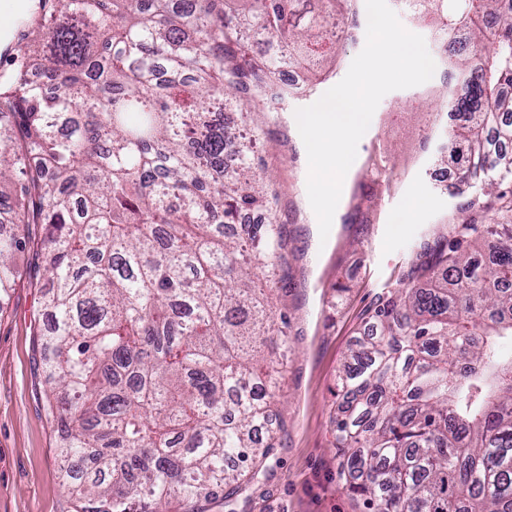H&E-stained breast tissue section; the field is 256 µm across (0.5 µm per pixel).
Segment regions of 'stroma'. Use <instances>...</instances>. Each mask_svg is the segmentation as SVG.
Wrapping results in <instances>:
<instances>
[{
  "mask_svg": "<svg viewBox=\"0 0 512 512\" xmlns=\"http://www.w3.org/2000/svg\"><path fill=\"white\" fill-rule=\"evenodd\" d=\"M401 23L424 37L435 64L428 82L385 95L357 147L358 168L345 178L328 238H320L307 195L308 168L295 112L323 88L288 96L275 112L261 102L250 110L266 118L256 165L271 174L282 220L293 240L286 314L290 329L288 374L279 407L287 430L270 459L273 477L208 504V512H361L344 489L333 448L336 382L366 313L405 272L420 240L477 214L501 221L500 199L454 194L457 172L440 180L438 157L448 119L438 103L462 75L444 64L434 17L414 16L401 0H388ZM358 26L336 43V76L344 78L365 45V0H351ZM407 224L395 225L398 213ZM36 289L19 284L0 307V512H72L62 485L56 429L44 410V375L38 365Z\"/></svg>",
  "mask_w": 512,
  "mask_h": 512,
  "instance_id": "obj_1",
  "label": "stroma"
}]
</instances>
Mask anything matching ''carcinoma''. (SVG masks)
<instances>
[{
	"mask_svg": "<svg viewBox=\"0 0 512 512\" xmlns=\"http://www.w3.org/2000/svg\"><path fill=\"white\" fill-rule=\"evenodd\" d=\"M296 0H51L0 75V304L40 289L36 327L74 512H203L272 476L289 322L273 292L291 241L254 166L263 126L217 116L279 102L311 74L336 5ZM480 64L446 106L463 185L512 177V0H415ZM259 210L261 224H234ZM29 251L43 276L17 262ZM512 221L421 240L362 321L336 383L334 448L368 512H512Z\"/></svg>",
	"mask_w": 512,
	"mask_h": 512,
	"instance_id": "carcinoma-1",
	"label": "carcinoma"
}]
</instances>
